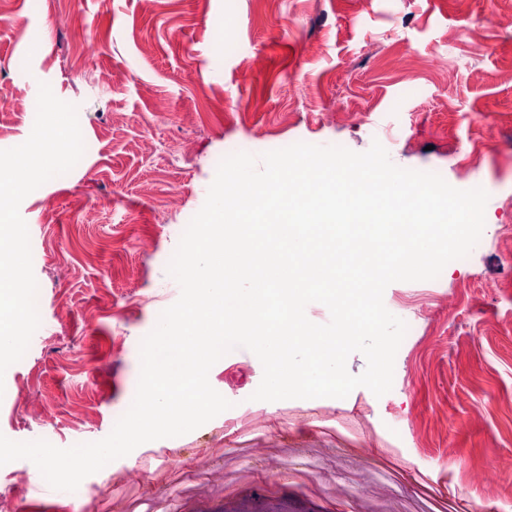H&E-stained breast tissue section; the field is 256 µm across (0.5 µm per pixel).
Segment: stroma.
Returning a JSON list of instances; mask_svg holds the SVG:
<instances>
[{"label": "stroma", "instance_id": "stroma-1", "mask_svg": "<svg viewBox=\"0 0 512 512\" xmlns=\"http://www.w3.org/2000/svg\"><path fill=\"white\" fill-rule=\"evenodd\" d=\"M70 0L0 12V149L24 143L39 83L78 108L85 153L24 198L41 323L0 380V434L67 448L105 438L136 393L141 340L180 292L168 264L219 163L297 142L355 152L489 195L478 247L434 280L395 282L410 321L391 390L253 400L235 349L209 372L230 409L89 475L72 500L0 469L20 512H222L258 486L317 512H469L512 488V0ZM189 141L173 161L171 140ZM484 164L465 166L472 147ZM117 196V206L105 205ZM146 246L132 248L136 236ZM136 268L128 278V268ZM159 294L141 306V294ZM141 468L131 484L124 471Z\"/></svg>", "mask_w": 512, "mask_h": 512}]
</instances>
